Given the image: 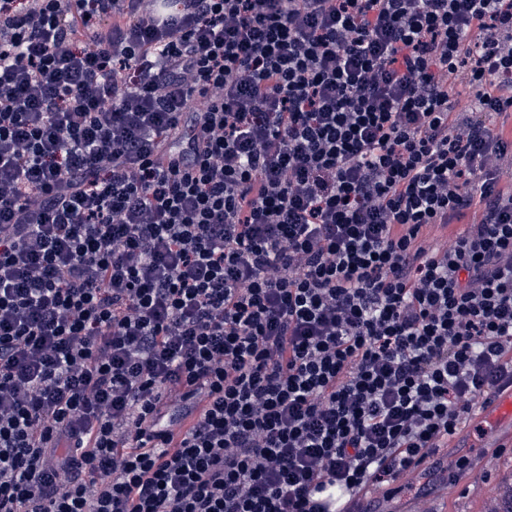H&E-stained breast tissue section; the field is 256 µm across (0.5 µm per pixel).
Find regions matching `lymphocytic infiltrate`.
Here are the masks:
<instances>
[{"label": "lymphocytic infiltrate", "mask_w": 512, "mask_h": 512, "mask_svg": "<svg viewBox=\"0 0 512 512\" xmlns=\"http://www.w3.org/2000/svg\"><path fill=\"white\" fill-rule=\"evenodd\" d=\"M512 375V0H0V512H327Z\"/></svg>", "instance_id": "f902f5d3"}]
</instances>
